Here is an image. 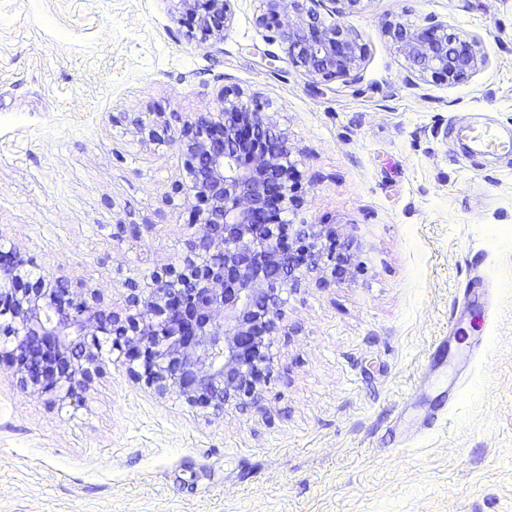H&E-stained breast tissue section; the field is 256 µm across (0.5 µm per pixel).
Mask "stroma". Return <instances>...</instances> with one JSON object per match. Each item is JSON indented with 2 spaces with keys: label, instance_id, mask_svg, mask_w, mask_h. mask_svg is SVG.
<instances>
[{
  "label": "stroma",
  "instance_id": "35a3bbf8",
  "mask_svg": "<svg viewBox=\"0 0 512 512\" xmlns=\"http://www.w3.org/2000/svg\"><path fill=\"white\" fill-rule=\"evenodd\" d=\"M231 0L223 42L177 0H0V239L46 274L119 302L177 264L194 206L182 129L224 92L257 96L298 161L294 224L328 225L345 275L287 294L260 405L216 417L105 361L79 401L0 362V512H512V160L452 127L512 136V0H364L337 15L360 60L312 79ZM477 41L450 84L391 23ZM123 224H148L142 238ZM502 293L492 311L473 280Z\"/></svg>",
  "mask_w": 512,
  "mask_h": 512
}]
</instances>
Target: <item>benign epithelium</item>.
I'll return each mask as SVG.
<instances>
[{
    "instance_id": "obj_1",
    "label": "benign epithelium",
    "mask_w": 512,
    "mask_h": 512,
    "mask_svg": "<svg viewBox=\"0 0 512 512\" xmlns=\"http://www.w3.org/2000/svg\"><path fill=\"white\" fill-rule=\"evenodd\" d=\"M199 40H224L231 0H179ZM258 25L276 30L286 60L329 81L350 74L357 46L339 23L326 24L320 0H261ZM396 42L421 73L457 82L475 67L472 46L443 23L396 24ZM150 141L172 140L168 125L134 121ZM190 181L180 186L196 210L177 266L150 281L128 284L123 312L106 311L96 295L78 298L62 281L32 276V262L0 243V360L16 365L24 383L57 400H75L102 369L103 352L161 397L174 395L222 416L257 405L270 383L274 337L287 332L282 294L299 285L296 262L311 256L317 279L336 276V235L313 224H285L298 206L297 161L288 137L264 107L236 90L224 91L220 111L191 123ZM34 278L19 291L17 284Z\"/></svg>"
}]
</instances>
